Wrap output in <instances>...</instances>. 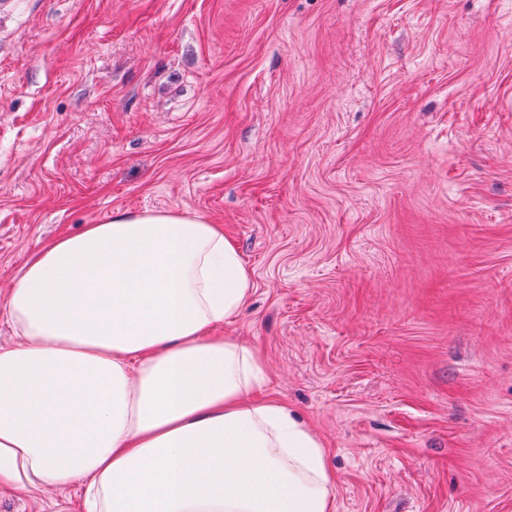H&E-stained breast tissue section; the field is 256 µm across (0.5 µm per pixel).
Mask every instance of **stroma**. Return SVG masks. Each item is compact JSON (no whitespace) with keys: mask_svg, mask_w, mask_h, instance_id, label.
Returning <instances> with one entry per match:
<instances>
[{"mask_svg":"<svg viewBox=\"0 0 512 512\" xmlns=\"http://www.w3.org/2000/svg\"><path fill=\"white\" fill-rule=\"evenodd\" d=\"M115 210L237 245L334 512H512V0H0V303Z\"/></svg>","mask_w":512,"mask_h":512,"instance_id":"stroma-1","label":"stroma"}]
</instances>
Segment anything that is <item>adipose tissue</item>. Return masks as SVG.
<instances>
[{"instance_id":"obj_1","label":"adipose tissue","mask_w":512,"mask_h":512,"mask_svg":"<svg viewBox=\"0 0 512 512\" xmlns=\"http://www.w3.org/2000/svg\"><path fill=\"white\" fill-rule=\"evenodd\" d=\"M254 290L197 214L118 211L49 242L0 305V483L82 512H334L322 443L211 333Z\"/></svg>"}]
</instances>
